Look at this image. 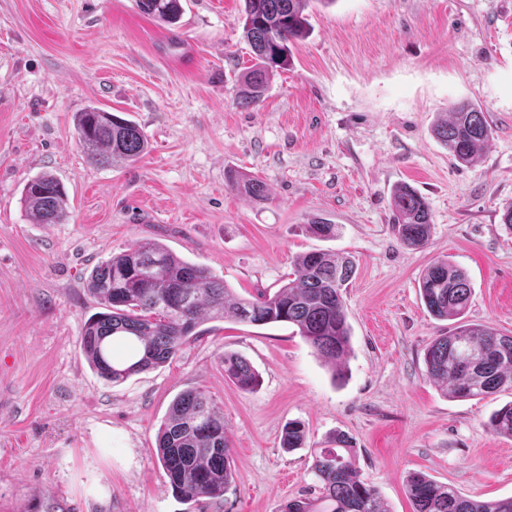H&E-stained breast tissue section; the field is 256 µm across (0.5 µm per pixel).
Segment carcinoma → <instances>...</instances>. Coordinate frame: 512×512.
Masks as SVG:
<instances>
[{
	"label": "carcinoma",
	"mask_w": 512,
	"mask_h": 512,
	"mask_svg": "<svg viewBox=\"0 0 512 512\" xmlns=\"http://www.w3.org/2000/svg\"><path fill=\"white\" fill-rule=\"evenodd\" d=\"M315 1L335 2L244 0L243 38L255 63L243 76L237 95L240 104L257 102L273 72L288 66L291 46L309 34L305 11ZM136 5L143 14L168 25L177 23L182 13L180 0H136ZM75 132L87 159L99 165L134 160L148 147L135 123L98 107L77 113ZM433 133L454 161L470 165L492 136V127L481 108L461 101L452 105L448 118L435 125ZM228 183L257 203L268 200L265 183L256 176L231 171ZM22 201L36 224H59L67 217L66 187L51 173L27 180ZM390 207L398 240L411 248L426 246L432 234L426 200L412 187L401 185L392 193ZM308 231L330 239L336 237L338 225L315 220ZM294 265L296 279L271 296L246 300L235 296L209 268L184 260L156 240H136L90 271L86 288L103 312L85 323L79 346L100 378L120 383L175 357L206 315L253 326L288 323L340 377L351 350L342 288L354 274L353 262L336 253L311 251L296 256ZM419 293L431 316L455 322L426 349L429 380L456 398L512 390V336L463 322L472 294L466 273L438 260L422 272ZM224 376L244 391L259 384V373L234 353H224ZM487 427L511 439L512 403L495 411ZM306 437L304 425L290 421L283 428L281 447L300 448ZM331 443L335 447L314 453L312 469L322 483L320 496L292 499L283 512H390L354 468L351 437L339 432ZM152 456L173 493L184 501L221 498L234 480L224 416L198 388L174 398ZM406 491L412 512H512V497L468 499L454 487L421 474L407 477Z\"/></svg>",
	"instance_id": "cac0c4a2"
}]
</instances>
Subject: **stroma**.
Listing matches in <instances>:
<instances>
[{
  "instance_id": "stroma-1",
  "label": "stroma",
  "mask_w": 512,
  "mask_h": 512,
  "mask_svg": "<svg viewBox=\"0 0 512 512\" xmlns=\"http://www.w3.org/2000/svg\"><path fill=\"white\" fill-rule=\"evenodd\" d=\"M182 6L169 26L135 0H0V512H281L319 495L313 456L339 432L390 512H412V473L476 500L512 496V439L487 428L512 391L458 399L429 381L426 348L452 324L418 291L421 271L448 260L471 283L467 321L512 335V0L317 2L309 36L249 107L235 101L254 63L244 0ZM462 100L493 127L468 166L432 133ZM89 106L133 121L148 150L92 164L74 129ZM232 170L262 179L268 201L231 189ZM44 171L68 190L63 223H33L21 201ZM402 183L430 207L421 249L391 228ZM318 219L340 235H311ZM141 238L246 299L292 280L300 253L349 257L344 378L293 325L209 319L162 367L100 378L78 347L101 310L86 278ZM227 352L257 370L254 390L225 378ZM195 387L224 415L235 476L224 497L186 503L151 451ZM294 420L308 438L288 452Z\"/></svg>"
}]
</instances>
